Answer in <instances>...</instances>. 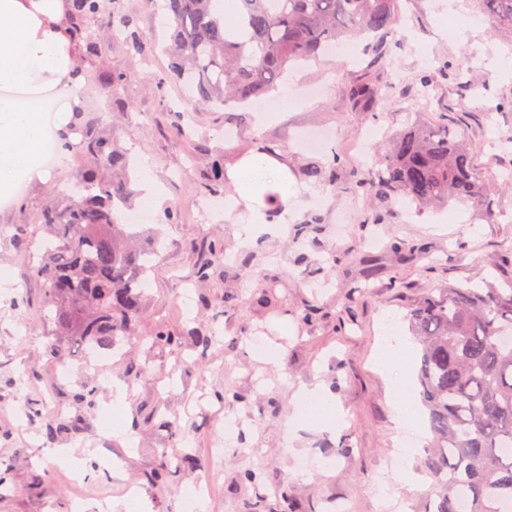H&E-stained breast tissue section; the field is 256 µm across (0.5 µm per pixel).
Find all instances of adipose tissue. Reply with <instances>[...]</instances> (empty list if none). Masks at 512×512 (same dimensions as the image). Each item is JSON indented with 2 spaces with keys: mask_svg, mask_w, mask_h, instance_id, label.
<instances>
[{
  "mask_svg": "<svg viewBox=\"0 0 512 512\" xmlns=\"http://www.w3.org/2000/svg\"><path fill=\"white\" fill-rule=\"evenodd\" d=\"M63 0H0V194L41 165L48 121L39 105L71 77L77 52L67 34Z\"/></svg>",
  "mask_w": 512,
  "mask_h": 512,
  "instance_id": "adipose-tissue-1",
  "label": "adipose tissue"
}]
</instances>
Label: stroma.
Wrapping results in <instances>:
<instances>
[{"instance_id":"stroma-1","label":"stroma","mask_w":512,"mask_h":512,"mask_svg":"<svg viewBox=\"0 0 512 512\" xmlns=\"http://www.w3.org/2000/svg\"><path fill=\"white\" fill-rule=\"evenodd\" d=\"M405 10L402 45L384 64L389 87L377 111L351 109L343 84L361 67L328 56L291 71L292 89L304 105L278 112L260 127L247 118L229 139L220 111L193 113L194 140L176 132L163 106L182 101V87L168 83L158 96L147 82L167 70L165 55L156 54L148 64L110 55L109 67L131 72L127 95L139 113L125 139L140 173L150 174L159 190L152 228L163 245L145 288L139 329H176L190 319L220 333L222 342L207 350L189 343L171 349L132 336L96 373L79 371L81 350L71 348L66 358H57L52 349L60 339L41 315L43 290L28 275L43 233L24 223L15 203L41 208L76 170L62 157L22 180L10 206H0V468L12 470L0 488V512H131L130 485L139 488L147 512H180L184 492L205 482L211 486L207 512H258L283 499L288 512H391L395 506L423 512L425 478L413 487L389 479L395 471L415 470L429 436L423 410L405 427L394 421L400 399L418 400V351L410 349L409 361H394L387 371L374 354L385 338V322L396 321L400 335H407L408 306L427 290L476 282L489 271L496 280H512V188L502 181L512 169V154L500 147L512 138V111L501 106L512 100V71L491 60L512 55V48L490 37L483 17L465 0H408ZM446 11L464 38L439 27ZM446 59L480 71L484 88H457L437 78ZM427 72L435 80L422 100L412 89ZM411 109L445 115L464 131L487 175L500 213L496 223L464 203L434 211L403 198L382 204L360 191L334 195L299 178L302 167L325 157L300 143L302 130H331L344 166L370 169L380 141L402 127ZM370 127L378 132L377 144L355 155L352 139ZM260 140L286 145L285 167L299 202L286 227L243 249L235 231L249 211L232 181L224 187L236 206L217 221L197 223L191 208L205 195L207 179L236 168ZM348 201L354 214L337 228L336 213ZM172 202L182 209L175 224L166 223L163 213ZM313 213L319 223H309ZM376 213L382 222L369 223ZM214 242L226 245V260L211 251ZM268 286L282 304L263 314L250 294ZM185 288L193 291L187 307L179 297ZM232 293L238 299L225 307ZM134 371L140 374L135 381ZM21 376L22 387L16 384ZM107 378L130 384L124 410L108 426L99 416L112 403L108 389L101 387L91 406L74 398L81 384ZM318 383L342 413L338 429L317 426L301 403L304 388ZM151 415L174 422L182 445L148 423ZM75 416L78 429L48 438L51 425ZM228 417L239 429L217 464L208 450L223 435ZM184 450L194 454L195 464H178ZM304 457L308 466L296 467ZM70 463L82 466L90 479L80 501L60 472ZM157 468L167 474L156 490L147 476ZM247 469L256 471L254 483L241 482Z\"/></svg>"}]
</instances>
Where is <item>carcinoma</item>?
Returning a JSON list of instances; mask_svg holds the SVG:
<instances>
[{"instance_id":"1","label":"carcinoma","mask_w":512,"mask_h":512,"mask_svg":"<svg viewBox=\"0 0 512 512\" xmlns=\"http://www.w3.org/2000/svg\"><path fill=\"white\" fill-rule=\"evenodd\" d=\"M213 0H164L167 19L162 51L169 72L188 91L187 111L221 106L224 125L243 117L242 103L276 88L288 64L318 61L345 38L365 41L366 66L345 87L352 107L374 112L385 87L381 64L396 45L402 0H240L238 31L230 35L212 13ZM71 35L82 62L98 65L113 52L147 60L158 44L147 40L136 12L123 0H66ZM490 33L512 42V0H473ZM85 86L107 97L132 121L134 107L122 98L129 72L80 70ZM55 145L87 164L77 174L79 191L27 212L24 223L47 233L41 261L31 266L44 292L43 313L58 336L79 345L113 349L132 335L144 312L147 276L156 246L141 247L121 223L137 191L131 150L122 132L105 127L88 96L70 122L56 131ZM340 158L300 171L308 182L339 192ZM350 183L386 203L397 197L418 205L468 202L488 221L496 217L484 171L459 128L443 118L416 120L396 133L380 168ZM420 346L415 382L427 412L431 439L420 460L430 480L425 512H503L512 505V282L488 278L426 294L406 314ZM146 340L173 347L180 337L165 327Z\"/></svg>"}]
</instances>
